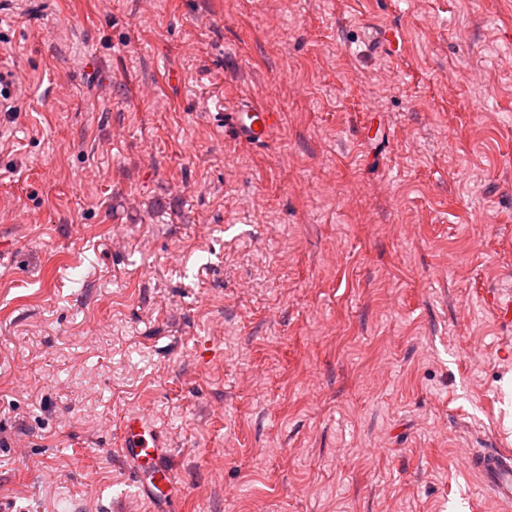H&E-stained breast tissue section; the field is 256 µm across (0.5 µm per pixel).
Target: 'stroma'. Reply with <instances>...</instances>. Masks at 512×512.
<instances>
[{
    "label": "stroma",
    "mask_w": 512,
    "mask_h": 512,
    "mask_svg": "<svg viewBox=\"0 0 512 512\" xmlns=\"http://www.w3.org/2000/svg\"><path fill=\"white\" fill-rule=\"evenodd\" d=\"M4 2L0 495L114 512L143 411L177 512H512L463 466L512 449V12ZM217 116V126H228L235 138L245 145L268 143L280 122L279 112L248 97L237 100L232 107L224 110V114ZM254 126L259 130H254Z\"/></svg>",
    "instance_id": "35a3bbf8"
}]
</instances>
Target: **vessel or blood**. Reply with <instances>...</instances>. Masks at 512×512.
I'll use <instances>...</instances> for the list:
<instances>
[{
    "label": "vessel or blood",
    "instance_id": "b4317fda",
    "mask_svg": "<svg viewBox=\"0 0 512 512\" xmlns=\"http://www.w3.org/2000/svg\"><path fill=\"white\" fill-rule=\"evenodd\" d=\"M217 122L228 126L240 143L262 145L270 141L278 128L280 115L246 97L219 114ZM123 426L118 454L127 471L137 479V500L152 503L157 512H171L176 482L168 464L170 448L166 440L142 413L125 417ZM468 465L480 474L494 499L512 503V452L501 448L476 450L471 452Z\"/></svg>",
    "mask_w": 512,
    "mask_h": 512
}]
</instances>
